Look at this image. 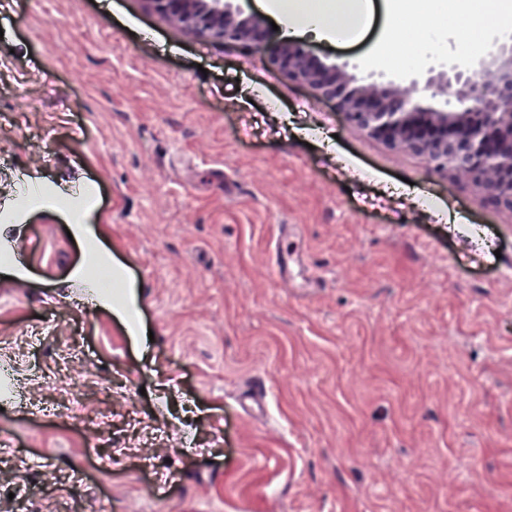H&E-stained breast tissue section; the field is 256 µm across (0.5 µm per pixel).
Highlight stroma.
Here are the masks:
<instances>
[{"mask_svg": "<svg viewBox=\"0 0 512 512\" xmlns=\"http://www.w3.org/2000/svg\"><path fill=\"white\" fill-rule=\"evenodd\" d=\"M397 8L295 44L443 108L429 58L372 60ZM30 183L92 190L153 340L71 280L97 263ZM1 224L29 278L0 260V512H512V211L263 51L145 0H0Z\"/></svg>", "mask_w": 512, "mask_h": 512, "instance_id": "obj_1", "label": "stroma"}]
</instances>
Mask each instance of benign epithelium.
Returning a JSON list of instances; mask_svg holds the SVG:
<instances>
[{"instance_id":"1","label":"benign epithelium","mask_w":512,"mask_h":512,"mask_svg":"<svg viewBox=\"0 0 512 512\" xmlns=\"http://www.w3.org/2000/svg\"><path fill=\"white\" fill-rule=\"evenodd\" d=\"M187 33L254 46L289 77L336 101L347 119L385 145L425 156L438 169L452 168L486 200L512 209V44L493 37L479 57L429 66L425 87L442 92L460 85L459 106L421 107L393 81L360 80L343 67L288 41L263 36V23L243 0H145Z\"/></svg>"}]
</instances>
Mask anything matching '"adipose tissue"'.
I'll return each mask as SVG.
<instances>
[{
	"label": "adipose tissue",
	"mask_w": 512,
	"mask_h": 512,
	"mask_svg": "<svg viewBox=\"0 0 512 512\" xmlns=\"http://www.w3.org/2000/svg\"><path fill=\"white\" fill-rule=\"evenodd\" d=\"M262 7L274 18L284 20L291 34L314 31L336 39L355 31L371 10L369 0H353L349 7L326 13L310 11L301 0H263ZM69 208L72 212V236L93 250L102 264L112 265V254L103 245L109 229L107 225L99 223L95 207L73 202Z\"/></svg>",
	"instance_id": "adipose-tissue-1"
}]
</instances>
